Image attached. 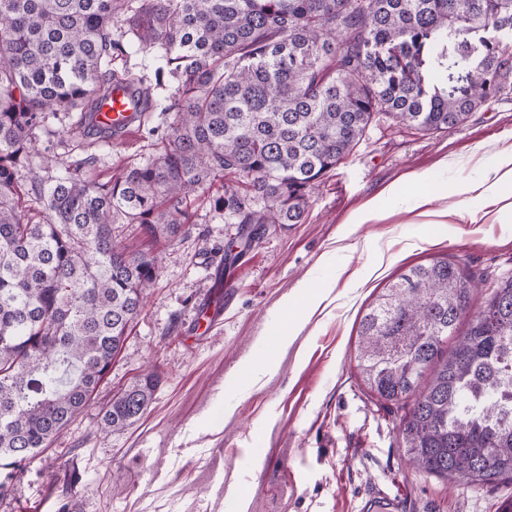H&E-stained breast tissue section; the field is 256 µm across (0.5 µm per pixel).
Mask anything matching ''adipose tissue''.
<instances>
[{
	"label": "adipose tissue",
	"instance_id": "adipose-tissue-1",
	"mask_svg": "<svg viewBox=\"0 0 512 512\" xmlns=\"http://www.w3.org/2000/svg\"><path fill=\"white\" fill-rule=\"evenodd\" d=\"M414 188L407 194L410 210H422L431 224L441 225L449 210L444 202L460 196L465 207L460 219L477 222L479 214L489 204H499L498 220L503 224L512 223V145L498 151L491 171L478 182L449 183L437 172L414 175Z\"/></svg>",
	"mask_w": 512,
	"mask_h": 512
}]
</instances>
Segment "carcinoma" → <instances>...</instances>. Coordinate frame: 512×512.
<instances>
[{"label": "carcinoma", "instance_id": "obj_1", "mask_svg": "<svg viewBox=\"0 0 512 512\" xmlns=\"http://www.w3.org/2000/svg\"><path fill=\"white\" fill-rule=\"evenodd\" d=\"M128 12L160 52L156 85L177 84L170 134L106 182L41 178L45 113L96 129L124 53L112 18ZM510 92L512 0H0V497L89 403L159 276L114 225L188 235L187 199L217 181L214 209L238 223L302 224L377 116L436 134ZM24 185L46 223L19 207ZM473 287L446 260L409 267L363 316L358 354L373 392L409 403L408 463L467 484L512 480V279L459 335ZM158 383L153 368L113 397L103 428L133 425Z\"/></svg>", "mask_w": 512, "mask_h": 512}]
</instances>
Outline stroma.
Returning <instances> with one entry per match:
<instances>
[{"label": "stroma", "mask_w": 512, "mask_h": 512, "mask_svg": "<svg viewBox=\"0 0 512 512\" xmlns=\"http://www.w3.org/2000/svg\"><path fill=\"white\" fill-rule=\"evenodd\" d=\"M112 36L125 47L113 73L144 76L158 108L130 137L97 135L86 149L67 138L76 113L47 115L34 157L43 177L65 175L89 154L82 177L108 180L152 160L169 131L162 107L175 86H155V51L141 49L126 23H113ZM511 143L512 94L436 135L380 117L311 194L304 223L262 225L247 246L239 224L201 189L189 200L191 236L154 245L126 225L123 245L158 254L160 275L89 405L27 464L0 497V512H237V486L250 494L247 512H362L372 495L400 498L407 512H498L512 498L510 480L451 484L409 468L398 433L405 410L370 391L356 356L362 316L410 266L455 264L473 278L470 307L479 310L512 278V223L452 218L436 236L402 197L382 222L351 218L414 172L444 166L449 182L480 180ZM228 272L235 286L225 291L217 282ZM325 282L323 301L307 308L305 288ZM289 296L302 326L276 370L246 387L240 364L259 337L288 323ZM152 367L161 380L147 413L102 432L103 407ZM70 479L79 493L67 499L61 490Z\"/></svg>", "instance_id": "stroma-1"}]
</instances>
